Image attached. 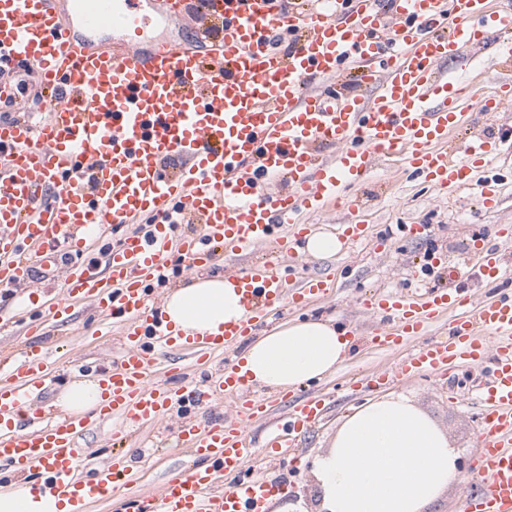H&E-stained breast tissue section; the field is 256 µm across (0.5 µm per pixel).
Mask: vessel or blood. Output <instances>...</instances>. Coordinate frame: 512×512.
I'll list each match as a JSON object with an SVG mask.
<instances>
[{
  "mask_svg": "<svg viewBox=\"0 0 512 512\" xmlns=\"http://www.w3.org/2000/svg\"><path fill=\"white\" fill-rule=\"evenodd\" d=\"M0 0V67L31 66L44 91L41 123L21 118L0 123V288L33 279L35 257L47 250L84 254L66 267L63 295L44 302L37 291L24 303L47 319L65 321L89 303L121 325V354L99 380L100 403L85 414L43 408L51 364L35 343L42 324L29 322V343L0 354V468L38 473L66 512H86L108 499L112 512H269L288 493L286 483L246 474L258 455L249 428L262 420L266 401L251 396L235 362L210 371L204 383L153 382L152 368L180 351L206 363L255 334L266 318L301 307L333 290L326 277L298 278L292 260L313 232L306 217L342 208L356 214L341 225L347 244L364 240L368 224L355 194L379 160L420 177L443 192L476 188L477 174L502 155L503 142L473 133L454 151L450 135L464 123L463 93L473 86L449 80L441 62L482 49L504 37L512 57V8L489 10V0H324L322 7L282 9L279 0H206L193 13L189 0ZM151 13H143V5ZM90 30L124 29L102 45L75 36L71 16ZM194 19L191 37L150 38L152 16ZM297 36L279 50L280 34ZM353 72L356 90L343 87ZM512 103V82L478 99V111L495 114ZM335 148L325 158L319 147ZM178 156L174 173L160 166ZM182 211L200 226L176 237ZM106 266L92 250L117 228ZM262 258L231 269L247 315L225 322L220 333L174 335L147 288L180 257L188 271L204 273L216 249ZM473 276L496 282L512 274L497 245L480 250ZM364 311L387 327L364 342L384 351L424 336L448 318L446 340H426L395 368L355 378L380 386L449 367L474 369L488 386L481 413L479 451L470 468L483 492L463 497V512H512V295L475 301L451 287L413 297L367 295ZM236 398L235 413L219 406ZM180 405L206 410L200 423L177 429L189 456L168 472L158 490L131 499L117 485L131 455H114L79 469L88 453L86 433L118 418L115 441L158 424ZM323 396L289 400L278 434L267 448L296 442L321 418Z\"/></svg>",
  "mask_w": 512,
  "mask_h": 512,
  "instance_id": "vessel-or-blood-1",
  "label": "vessel or blood"
}]
</instances>
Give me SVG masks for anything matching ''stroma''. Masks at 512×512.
I'll list each match as a JSON object with an SVG mask.
<instances>
[{
	"label": "stroma",
	"instance_id": "stroma-1",
	"mask_svg": "<svg viewBox=\"0 0 512 512\" xmlns=\"http://www.w3.org/2000/svg\"><path fill=\"white\" fill-rule=\"evenodd\" d=\"M489 177L497 197L492 208L465 195L448 196L418 179L376 166L358 192L368 206L374 234L383 241L382 249L362 244L333 257H312L298 265V272L304 275H335L337 291L325 301L282 312L272 318V325L333 317L348 329L353 347L336 372L304 386L307 392L328 394L330 408L324 423L300 447L298 469L283 467L290 490L287 496L276 499V506H288L290 512H317L312 476L315 457L328 447L339 422L372 396L369 390L349 387L351 373L381 371L399 363L412 350L407 344L377 353L362 346L360 333L372 322L362 309L365 294L374 290L411 293L425 280L434 286L452 281L470 288L476 299L491 298L490 285L470 279L458 267L476 240L489 236L493 225L512 224V168L492 170ZM409 224H424L428 230L410 236L403 231ZM115 335V328L101 324L97 309L90 305L80 306L68 322L46 326L38 342L53 362V373L46 383L51 402H58L70 382L90 378L96 367L119 356ZM475 378L472 372L459 371L449 377L435 372L385 388L386 393L410 398L447 432L464 474L475 457L480 432L478 410L470 401ZM158 434L155 427L138 432L136 443L143 456L138 466L122 477V494L135 497L158 488L167 471L186 465V458L176 450L153 453Z\"/></svg>",
	"mask_w": 512,
	"mask_h": 512
}]
</instances>
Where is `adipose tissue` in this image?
<instances>
[{
	"instance_id": "obj_1",
	"label": "adipose tissue",
	"mask_w": 512,
	"mask_h": 512,
	"mask_svg": "<svg viewBox=\"0 0 512 512\" xmlns=\"http://www.w3.org/2000/svg\"><path fill=\"white\" fill-rule=\"evenodd\" d=\"M162 310L175 331L212 334L243 316L231 280L196 278L170 292ZM351 341L332 320L295 321L249 342V383L271 391L320 380L347 358ZM447 433L408 398L374 399L344 417L313 476L322 512H432L459 479ZM0 512H65L25 480L0 487Z\"/></svg>"
}]
</instances>
